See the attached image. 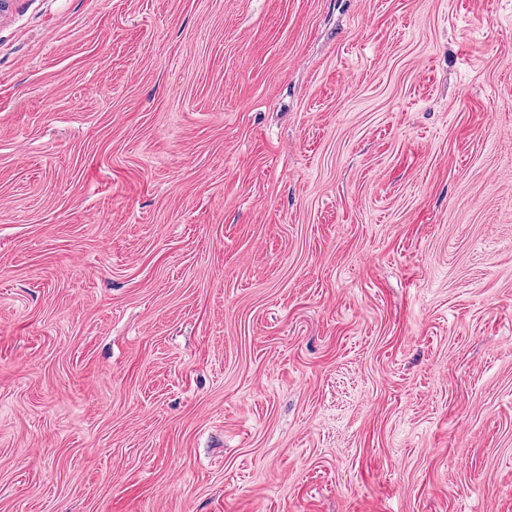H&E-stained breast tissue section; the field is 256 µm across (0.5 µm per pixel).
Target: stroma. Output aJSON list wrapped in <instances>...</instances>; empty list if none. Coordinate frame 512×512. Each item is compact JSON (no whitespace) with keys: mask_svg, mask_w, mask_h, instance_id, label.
I'll return each mask as SVG.
<instances>
[{"mask_svg":"<svg viewBox=\"0 0 512 512\" xmlns=\"http://www.w3.org/2000/svg\"><path fill=\"white\" fill-rule=\"evenodd\" d=\"M0 512H512V0H8Z\"/></svg>","mask_w":512,"mask_h":512,"instance_id":"1","label":"stroma"}]
</instances>
